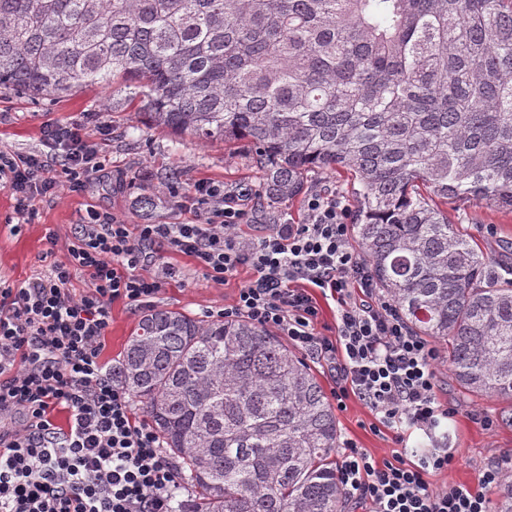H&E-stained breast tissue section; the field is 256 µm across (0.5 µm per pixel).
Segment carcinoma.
<instances>
[{"instance_id":"obj_1","label":"carcinoma","mask_w":512,"mask_h":512,"mask_svg":"<svg viewBox=\"0 0 512 512\" xmlns=\"http://www.w3.org/2000/svg\"><path fill=\"white\" fill-rule=\"evenodd\" d=\"M114 84L155 128L242 143L270 224L347 174L377 288L463 393L512 404V278L448 220L512 212V0H0V89ZM112 379L194 512H342L336 414L280 336L152 309ZM494 512H512V466Z\"/></svg>"}]
</instances>
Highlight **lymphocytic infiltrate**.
<instances>
[{
  "instance_id": "lymphocytic-infiltrate-1",
  "label": "lymphocytic infiltrate",
  "mask_w": 512,
  "mask_h": 512,
  "mask_svg": "<svg viewBox=\"0 0 512 512\" xmlns=\"http://www.w3.org/2000/svg\"><path fill=\"white\" fill-rule=\"evenodd\" d=\"M44 137L59 168L41 155L0 151V186L25 219L35 197L62 185L82 191L105 166L81 125L50 123ZM249 196L194 184L180 200L198 213L194 224L131 226L90 209L74 227L69 262L50 264L20 287L0 276V512H179L178 464L158 433L134 420L128 393L102 360L112 303L149 305L180 277L157 255L160 246L192 257L217 283L249 270L235 305L216 319L243 316L286 337L332 373L338 409L356 397L373 413L374 430L390 431L394 444L408 428L435 437L454 416L437 397V348L379 294L349 246L346 206L312 196L308 223L278 225L248 245L237 229ZM76 269L91 282L80 295L69 287ZM315 288L338 304L333 335L316 329ZM59 407L68 412L62 427L53 420ZM454 460L450 448L437 446L414 462L398 452L379 462L347 440L336 467L362 512H491L485 490L499 482V466L482 468L475 484L433 488L431 476Z\"/></svg>"
}]
</instances>
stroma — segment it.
I'll return each mask as SVG.
<instances>
[{"label":"stroma","mask_w":512,"mask_h":512,"mask_svg":"<svg viewBox=\"0 0 512 512\" xmlns=\"http://www.w3.org/2000/svg\"><path fill=\"white\" fill-rule=\"evenodd\" d=\"M138 105L128 93L105 92L95 86L39 102L21 91L0 89V151L14 156L49 154L43 138L46 123L72 122L83 126L88 142L107 161L105 170L94 175L83 192L62 187L52 196L36 198L32 203L36 217L24 225L18 222L14 196L0 188V274L19 286L50 262L67 261L73 226L88 207L110 212L126 224H187L197 216L179 206L170 184H178L185 192L199 181L218 182L229 191L256 183V170L240 147L154 128L137 118ZM146 195L153 199L152 208L142 205ZM448 218L467 228L483 252L512 254V212L454 204L448 208ZM51 232L57 236L52 246L46 240ZM165 259L180 268L183 276L162 287L157 307L199 319L207 310L234 305L249 277L242 271L221 285L206 278L190 257L169 252ZM141 315V310L125 303L113 304L106 361H118ZM438 385L439 400L456 408L448 422V446L456 460L448 470L433 475L431 482L437 489L474 483L479 469L503 464L512 455V425L501 420L504 404L460 392L446 371H439ZM346 405V410L336 413L342 439L353 440L376 460L390 458L391 436L371 430V411L353 397ZM483 416L492 419L491 428L480 424Z\"/></svg>","instance_id":"35a3bbf8"}]
</instances>
